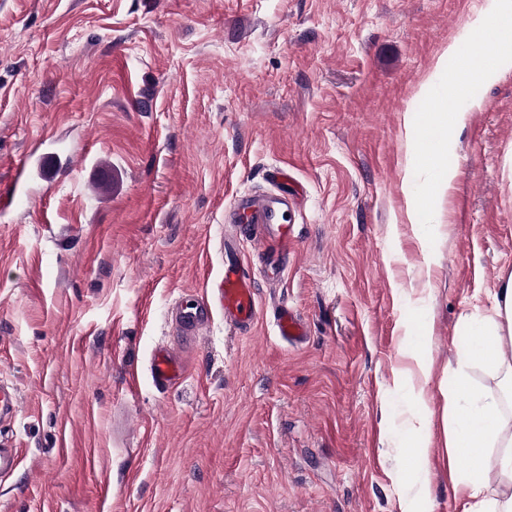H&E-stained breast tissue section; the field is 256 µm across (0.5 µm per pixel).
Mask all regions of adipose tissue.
<instances>
[{"mask_svg": "<svg viewBox=\"0 0 512 512\" xmlns=\"http://www.w3.org/2000/svg\"><path fill=\"white\" fill-rule=\"evenodd\" d=\"M464 118L461 112H435L421 125L406 128V136L413 145L412 168L428 169L432 175L427 192L407 200L412 223H422L433 199L453 186L456 173L443 164L442 158L448 151L447 132L456 131ZM458 333L463 338L459 354L461 373L448 387V404L454 409L456 424L448 439V457L463 459L464 466L455 472L452 490L464 499L463 512H512V492L490 491L488 481L493 468L512 477V436L503 435L500 401L497 396L479 394L463 373L464 368L477 364L503 372L505 382L512 384V366L506 365L503 354L505 346L512 344V273L505 277L495 295L494 317L463 321Z\"/></svg>", "mask_w": 512, "mask_h": 512, "instance_id": "adipose-tissue-1", "label": "adipose tissue"}]
</instances>
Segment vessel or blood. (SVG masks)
<instances>
[{"label":"vessel or blood","mask_w":512,"mask_h":512,"mask_svg":"<svg viewBox=\"0 0 512 512\" xmlns=\"http://www.w3.org/2000/svg\"><path fill=\"white\" fill-rule=\"evenodd\" d=\"M287 212L288 196L281 193L240 200L231 218L239 224L259 225L255 242L276 258L291 243ZM216 310L223 314L226 325L237 330L251 327L258 316L255 282L244 270L238 253L229 248L224 251L223 278L214 284L209 295L197 299L194 308L176 313L175 322L181 331L192 333ZM275 322L283 339L297 341L306 335L304 325L286 307L277 308ZM150 372L155 384L170 387L181 379L184 365L173 352L160 348L152 356Z\"/></svg>","instance_id":"b4317fda"}]
</instances>
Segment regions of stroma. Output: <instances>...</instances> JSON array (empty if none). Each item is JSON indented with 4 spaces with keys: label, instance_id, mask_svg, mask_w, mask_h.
Listing matches in <instances>:
<instances>
[{
    "label": "stroma",
    "instance_id": "1",
    "mask_svg": "<svg viewBox=\"0 0 512 512\" xmlns=\"http://www.w3.org/2000/svg\"><path fill=\"white\" fill-rule=\"evenodd\" d=\"M495 0H0V380L20 412L0 512H462L448 467L461 317L512 272V67L444 158L433 221L405 218L404 123ZM57 177L18 182L33 153ZM301 190L269 278L249 235L250 330L172 313L224 272V216ZM303 322L281 339L274 310ZM426 337L433 366L419 383ZM170 348L185 377L149 374Z\"/></svg>",
    "mask_w": 512,
    "mask_h": 512
}]
</instances>
